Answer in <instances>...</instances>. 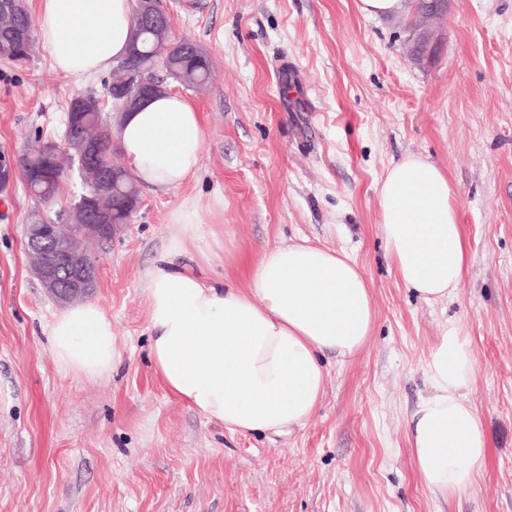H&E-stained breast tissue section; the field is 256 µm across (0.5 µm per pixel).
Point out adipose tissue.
I'll list each match as a JSON object with an SVG mask.
<instances>
[{
	"instance_id": "adipose-tissue-1",
	"label": "adipose tissue",
	"mask_w": 512,
	"mask_h": 512,
	"mask_svg": "<svg viewBox=\"0 0 512 512\" xmlns=\"http://www.w3.org/2000/svg\"><path fill=\"white\" fill-rule=\"evenodd\" d=\"M131 0H39L36 34L58 72H106L130 42ZM138 183L176 190L202 164L209 132L184 96L168 92L127 113L115 132ZM378 228L401 282L423 300L452 295L468 248L447 173L426 158L393 163L377 188ZM197 242L185 257L186 239ZM247 272L246 285L230 272ZM149 355L164 388L204 417L243 435L285 437L318 410L323 359L356 358L376 320L370 283L347 253L308 243L267 248L248 268L232 233L206 224L195 199L168 217L165 243L143 275ZM53 357L63 370L95 380L120 356L112 321L94 304L54 316ZM429 394L410 428L415 468L435 496L473 486L489 453L484 422L465 392L474 371L461 328L431 349Z\"/></svg>"
}]
</instances>
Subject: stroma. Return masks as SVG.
Returning <instances> with one entry per match:
<instances>
[{
    "instance_id": "1",
    "label": "stroma",
    "mask_w": 512,
    "mask_h": 512,
    "mask_svg": "<svg viewBox=\"0 0 512 512\" xmlns=\"http://www.w3.org/2000/svg\"><path fill=\"white\" fill-rule=\"evenodd\" d=\"M166 3L172 39L211 59L209 83L182 91L209 140L194 178L142 187L125 231L90 246L88 300L121 351L110 375L56 365L47 331L61 307L24 248L32 214L55 219L77 174L47 204L19 181L0 193V512H512V0H450L438 50L418 64L404 53L409 15L370 19L356 0ZM87 92L104 94L102 76L57 72L41 45L24 64L0 61V155L60 141ZM407 154L447 172L468 244L457 294L432 302L397 278L378 230L376 186ZM187 196L251 262L305 241L346 252L370 282L366 346L327 358L322 404L290 436L230 433L154 372L141 279ZM452 321L470 341L468 398L490 448L475 485L444 501L416 471L408 421Z\"/></svg>"
}]
</instances>
